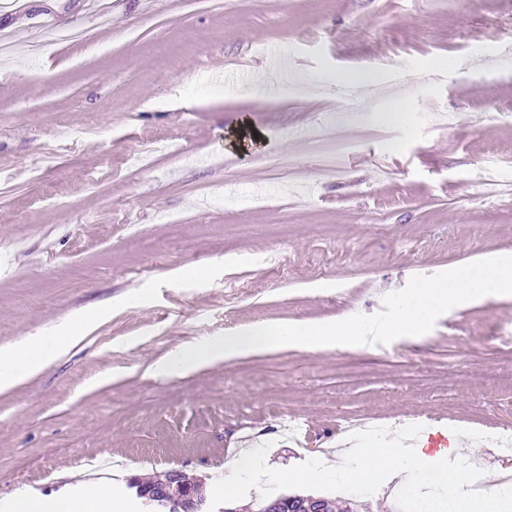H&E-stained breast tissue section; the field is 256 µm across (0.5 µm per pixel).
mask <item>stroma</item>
<instances>
[{
    "label": "stroma",
    "instance_id": "stroma-1",
    "mask_svg": "<svg viewBox=\"0 0 512 512\" xmlns=\"http://www.w3.org/2000/svg\"><path fill=\"white\" fill-rule=\"evenodd\" d=\"M1 45L0 353L76 337L0 391V512L91 481L141 512L129 479L208 485L241 454L304 470L349 417L374 448L444 416L499 461L472 436L512 429V296L417 340L152 366L512 256V0H15ZM454 464L382 480L365 512H410L395 490L434 497Z\"/></svg>",
    "mask_w": 512,
    "mask_h": 512
}]
</instances>
